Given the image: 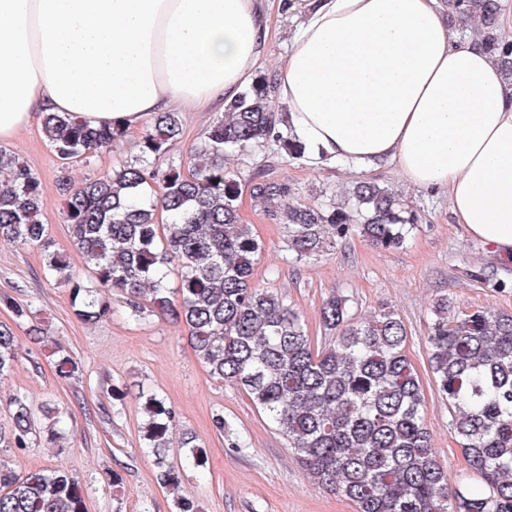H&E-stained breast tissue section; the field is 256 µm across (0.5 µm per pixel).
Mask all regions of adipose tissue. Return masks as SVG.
<instances>
[{
  "label": "adipose tissue",
  "mask_w": 512,
  "mask_h": 512,
  "mask_svg": "<svg viewBox=\"0 0 512 512\" xmlns=\"http://www.w3.org/2000/svg\"><path fill=\"white\" fill-rule=\"evenodd\" d=\"M301 3L274 78L307 165L395 166L512 257V83L497 61L441 0ZM268 36L262 0H0V141L43 112L132 132L232 101Z\"/></svg>",
  "instance_id": "1"
}]
</instances>
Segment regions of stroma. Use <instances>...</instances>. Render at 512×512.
Wrapping results in <instances>:
<instances>
[{"label":"stroma","instance_id":"obj_1","mask_svg":"<svg viewBox=\"0 0 512 512\" xmlns=\"http://www.w3.org/2000/svg\"><path fill=\"white\" fill-rule=\"evenodd\" d=\"M224 114L217 106L205 111H180L182 136L171 154L189 161L213 121ZM42 183L43 222L57 252L74 269L83 260L75 252L63 219L62 182L80 184L129 154L126 143L111 152L62 165L41 132L40 120L8 142ZM224 164L247 180L257 168L292 183L301 201L343 202L359 181L346 166L329 173L305 168L278 147L267 144L252 152L230 153ZM368 180L389 187L418 216L412 237L403 248L384 250L352 235L314 260H296L287 251L288 229L272 223L254 208L249 195L238 200L243 223L249 224L262 252L254 281L281 295L302 316L311 336H322L320 311L336 294L349 299L353 311L371 317L383 308L395 310L408 328L406 352L420 377H428L427 322L441 297L460 310L492 308L512 312V259L494 254L452 219L446 194L432 195L410 186L393 166L367 172ZM497 270L504 287L481 280L484 268ZM34 302L36 321L18 319L15 307ZM114 312L105 321L87 324L75 318L66 288L48 283L42 255L0 242V323L15 336L18 361L0 381V429L11 425L9 396L24 397L33 408L50 404L65 422V438L58 447L37 441L22 452L0 447V460L22 472L60 467L76 475L87 512H176L177 496L199 503L204 512H355L347 498L312 485L289 452L284 437L237 387L213 380L198 360L183 330L149 317L127 318L123 297L113 292ZM46 329L44 345L32 339L33 324ZM66 348L81 363L79 377L62 378L51 352ZM124 388L121 399L108 386ZM158 394L177 413L176 432H189L206 452V464L186 467L179 492L163 488L156 479L151 455L143 452L141 425L147 395ZM425 422L432 446L453 487L482 489L449 425L447 404L433 388H426ZM223 414L247 447L238 451L214 427ZM119 475V492L107 485Z\"/></svg>","mask_w":512,"mask_h":512}]
</instances>
